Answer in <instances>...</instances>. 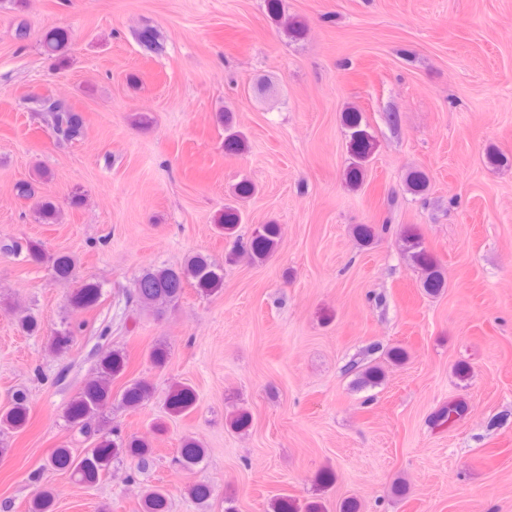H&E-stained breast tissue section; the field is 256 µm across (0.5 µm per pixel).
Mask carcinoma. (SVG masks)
<instances>
[{
	"mask_svg": "<svg viewBox=\"0 0 512 512\" xmlns=\"http://www.w3.org/2000/svg\"><path fill=\"white\" fill-rule=\"evenodd\" d=\"M269 18L276 27L292 39L301 38L306 32L305 24L295 17L285 14L283 0H265ZM70 35L68 30L53 27L44 32L40 40L43 52L51 57L63 55L68 47ZM32 110L44 114L57 138L63 142H71L80 138L85 131L82 113L76 112L71 106H64L36 96L29 98ZM224 124V147L234 153H244L248 149L246 138L232 126L229 113L221 115ZM343 122L350 130V147L352 162L345 178L357 186L363 180V163L372 153L373 144L370 135L362 128V114L356 108L344 112ZM46 171L37 172L34 181H22L16 185V194L23 200L35 201L38 218L43 224H56L60 218V208L47 195L39 192L38 184L47 182ZM216 223L231 236L236 233L242 223V215L234 206L224 207V211L216 217ZM279 228L276 224H263L246 238L236 237L234 251L246 256L254 262L267 260L276 250ZM27 250L31 259L51 263L55 279L68 282L76 276V263L67 254L46 255L41 244H29L22 247L13 242L0 246V250L8 254H17ZM404 251L411 261L421 270L422 287L429 295H437L446 288L443 274L431 262L420 241L409 236L404 239ZM193 286L200 292L210 295L224 288V267L210 256L195 253L187 256L176 266H154L142 271L134 281L132 291L128 292L127 303L137 309H148L158 314L169 306L177 303L184 294L185 288ZM103 297L102 286L93 281H84L72 296L73 308L82 311L95 309ZM128 360L121 350H114L100 359L96 368V376L86 384L69 404L65 417L78 428L79 432L90 440V447L84 450L81 457H73L66 449L54 451L48 462L59 469H71L82 479L92 482L98 475L108 470L111 463L122 457H131L137 461V471L148 469L152 463V452L142 440L122 436L118 430H105L94 426L91 421L102 414L112 399V383L122 377L127 369ZM346 371L357 376L358 383L363 386H376L384 378V372L378 365H370L359 360H352ZM154 392L153 385L146 379H134L126 383L121 394L122 405L130 410H137L148 401ZM197 401L195 390L186 385H176L168 393L165 408L171 416L178 417L194 407ZM29 415V406L24 392L16 391L11 396L8 410L0 415V433L23 427ZM179 460L188 464H196L204 457V448L196 439L182 440L179 448ZM167 499L158 489L148 490L143 499V512H167Z\"/></svg>",
	"mask_w": 512,
	"mask_h": 512,
	"instance_id": "obj_1",
	"label": "carcinoma"
}]
</instances>
